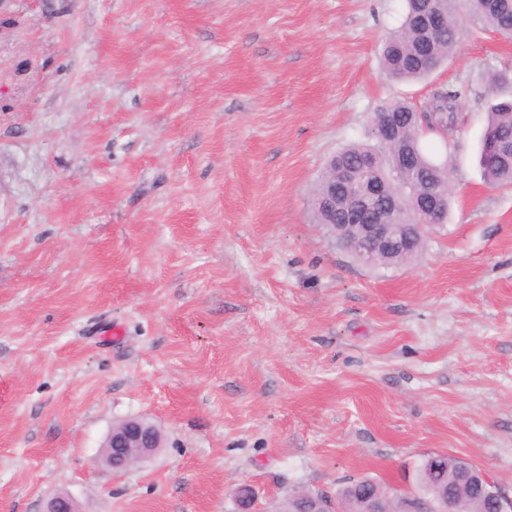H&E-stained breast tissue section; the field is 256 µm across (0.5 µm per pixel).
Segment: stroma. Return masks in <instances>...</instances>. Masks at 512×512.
<instances>
[{
    "label": "stroma",
    "instance_id": "obj_1",
    "mask_svg": "<svg viewBox=\"0 0 512 512\" xmlns=\"http://www.w3.org/2000/svg\"><path fill=\"white\" fill-rule=\"evenodd\" d=\"M404 0H0V512H281L368 477L416 493L433 455L512 498V188L477 155L411 263L313 220L331 155L395 99L480 87L512 40L395 81ZM164 446L115 472L112 424Z\"/></svg>",
    "mask_w": 512,
    "mask_h": 512
}]
</instances>
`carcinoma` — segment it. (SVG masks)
Wrapping results in <instances>:
<instances>
[{
	"instance_id": "carcinoma-1",
	"label": "carcinoma",
	"mask_w": 512,
	"mask_h": 512,
	"mask_svg": "<svg viewBox=\"0 0 512 512\" xmlns=\"http://www.w3.org/2000/svg\"><path fill=\"white\" fill-rule=\"evenodd\" d=\"M407 9L401 22L386 39L381 63L385 75L395 80H418L428 76L438 65L455 56L460 43L459 17L469 15L499 35L512 38V0H406ZM488 95L487 122L483 138L492 137L508 148L497 163L485 160L479 152V165L487 184L493 188L512 186V75L502 71L481 74ZM472 91L467 85L458 89H441L433 93L437 124L432 126L413 115V107L400 100L383 106L375 118L390 117L399 128L397 137L376 144H351L326 163L316 184L312 211L319 224H342L341 210L331 211L324 201L333 186V175L342 167H359L374 161L370 175L382 187V195L372 205L369 216L389 207L392 196L404 198L405 205L389 213L393 224H418L421 216L414 202L434 198L442 206L441 221H446L451 201L450 170L433 161L423 145V135L438 137L444 146L454 141L459 128L460 110ZM412 156L411 168L398 171L394 160L404 153ZM459 482L456 459L444 457L434 466L424 461L420 467L421 488L433 497ZM384 496L378 482L361 478L340 490L343 507L356 512L367 496ZM456 512H496L493 502L473 491L457 500Z\"/></svg>"
}]
</instances>
